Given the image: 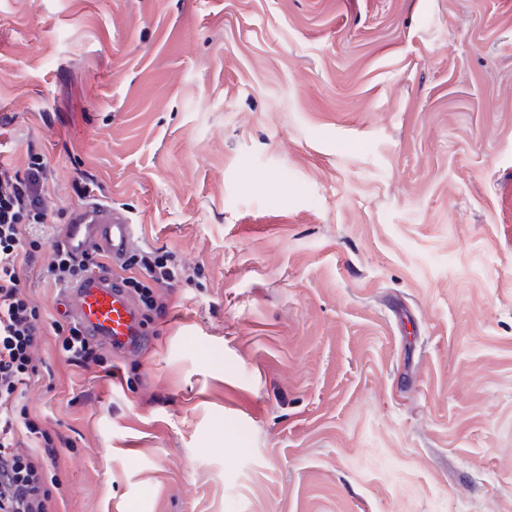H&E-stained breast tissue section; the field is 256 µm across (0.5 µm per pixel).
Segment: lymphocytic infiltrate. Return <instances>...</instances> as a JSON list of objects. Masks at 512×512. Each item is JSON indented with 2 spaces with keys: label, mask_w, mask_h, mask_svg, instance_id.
<instances>
[{
  "label": "lymphocytic infiltrate",
  "mask_w": 512,
  "mask_h": 512,
  "mask_svg": "<svg viewBox=\"0 0 512 512\" xmlns=\"http://www.w3.org/2000/svg\"><path fill=\"white\" fill-rule=\"evenodd\" d=\"M53 172L40 154L25 171L0 162V512H59L53 489L58 476H47L60 454L49 432L13 404L21 387L39 374L34 348L41 334V313L31 305L18 269L40 247L38 232L47 216L41 201ZM136 275L126 284L147 310H164L157 287L185 278L186 269L171 252L144 251L132 256ZM67 363L85 369L102 366L99 346L71 322L54 325Z\"/></svg>",
  "instance_id": "obj_1"
}]
</instances>
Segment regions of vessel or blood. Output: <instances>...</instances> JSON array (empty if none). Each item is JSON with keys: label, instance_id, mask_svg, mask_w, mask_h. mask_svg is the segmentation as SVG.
I'll use <instances>...</instances> for the list:
<instances>
[{"label": "vessel or blood", "instance_id": "1", "mask_svg": "<svg viewBox=\"0 0 512 512\" xmlns=\"http://www.w3.org/2000/svg\"><path fill=\"white\" fill-rule=\"evenodd\" d=\"M139 240L138 227L126 210L99 201L74 209L59 230L60 245L76 258L110 260L62 291L63 316L122 356L139 352L145 336L136 300L119 273Z\"/></svg>", "mask_w": 512, "mask_h": 512}]
</instances>
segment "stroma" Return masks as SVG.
Returning a JSON list of instances; mask_svg holds the SVG:
<instances>
[{
	"instance_id": "1",
	"label": "stroma",
	"mask_w": 512,
	"mask_h": 512,
	"mask_svg": "<svg viewBox=\"0 0 512 512\" xmlns=\"http://www.w3.org/2000/svg\"><path fill=\"white\" fill-rule=\"evenodd\" d=\"M32 147L194 272L105 371L21 268L61 512H512V0H0Z\"/></svg>"
}]
</instances>
